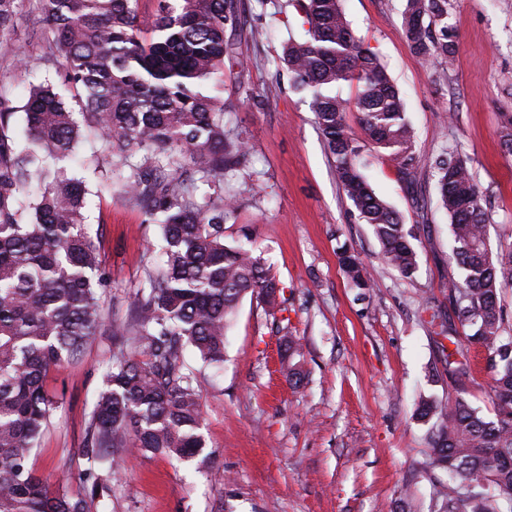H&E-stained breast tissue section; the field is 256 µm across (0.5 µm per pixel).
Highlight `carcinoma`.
Listing matches in <instances>:
<instances>
[{"mask_svg": "<svg viewBox=\"0 0 512 512\" xmlns=\"http://www.w3.org/2000/svg\"><path fill=\"white\" fill-rule=\"evenodd\" d=\"M308 24L277 68L310 93L309 108L333 160L336 179L358 218L372 227L386 263L410 279L419 266L400 214L367 182L360 140L348 125L355 111L365 137L403 179L417 165L401 92L380 58L359 41L342 0H295ZM41 63L59 78L31 87L22 106L0 96V512H99L119 482L104 463L122 455L160 454L176 461L210 454L201 432V386L187 370L190 347L206 365L224 362V336L249 294L270 310L280 282L262 258L224 241L237 205L224 199V171L240 163L246 143L224 124V35L235 0H156L150 36H142L139 0H41ZM448 0H405L403 26L422 59L449 61L454 34L444 23ZM23 19L17 0H0V38ZM357 83L350 104L336 87ZM105 145L91 163L104 181L97 193L119 194L160 227L159 261L147 257L130 321L112 326V364L92 410L80 454L88 463L77 488H53L33 463L59 401L46 388L52 369L78 360L105 320L108 276L100 242L85 224L89 189L60 162L90 136ZM450 220L448 279L453 320L439 334L450 377L469 372L457 333L488 352L494 415L467 399L423 400L422 419L437 417L428 439L434 467L457 483L440 512H512V334L499 306L512 285V247L491 253L481 192L467 160L452 152L430 161ZM206 185L207 192H200ZM349 285L370 278L359 254L340 247ZM300 344L284 343L288 381Z\"/></svg>", "mask_w": 512, "mask_h": 512, "instance_id": "1", "label": "carcinoma"}]
</instances>
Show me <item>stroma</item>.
<instances>
[{
	"mask_svg": "<svg viewBox=\"0 0 512 512\" xmlns=\"http://www.w3.org/2000/svg\"><path fill=\"white\" fill-rule=\"evenodd\" d=\"M225 27L235 56L224 63L226 124L247 151L224 175V195L238 209L224 240L253 246L281 281L280 313L244 297L227 336L224 362L203 367V433L215 456L205 468L161 455L127 456V477L101 512H437L448 477L429 464L428 424L420 397L462 396L480 414L493 405L487 352L470 346V370L449 378L436 326L452 311L449 224L426 165L441 149L468 161L481 191L492 250L512 244V153L501 143L512 115V0H448L455 33L453 64L414 54L402 25L403 0H344L351 27L398 86L414 129L419 165L399 178L376 150L364 151L374 190L417 225L419 271L401 279L339 186L333 162L302 94L274 60L288 38L304 39L291 0H236ZM25 34L0 42V94L22 106L44 66L16 68ZM88 222L97 231L110 286L109 313L81 358L51 372L60 405L40 439L34 464L51 486L85 468L79 456L87 422L112 362L113 325L127 322L145 280L144 255L160 249L157 225L124 199L93 196ZM357 250L371 278L366 298L346 283L336 251ZM300 342L302 386L288 383L279 351ZM73 460L71 471L58 467Z\"/></svg>",
	"mask_w": 512,
	"mask_h": 512,
	"instance_id": "1",
	"label": "stroma"
}]
</instances>
